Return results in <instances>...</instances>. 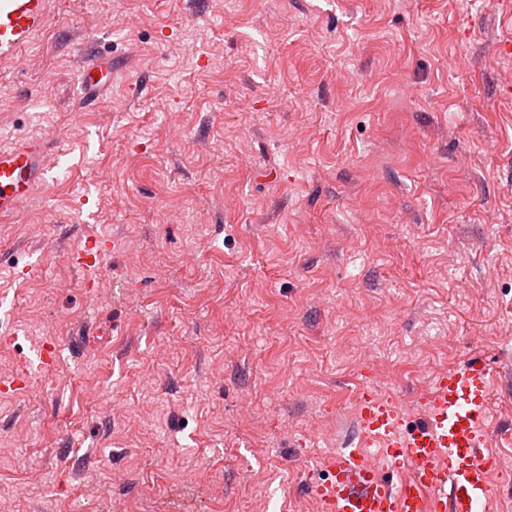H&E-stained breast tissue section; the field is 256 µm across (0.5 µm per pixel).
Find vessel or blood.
I'll return each mask as SVG.
<instances>
[{
  "mask_svg": "<svg viewBox=\"0 0 512 512\" xmlns=\"http://www.w3.org/2000/svg\"><path fill=\"white\" fill-rule=\"evenodd\" d=\"M50 0H0V58L8 59L47 27ZM84 103L102 101L112 87V64L93 56L79 74ZM49 145L30 139L0 148V216L48 184ZM492 373L463 365L439 373L420 400L427 417L404 426L394 407L372 391L361 395L363 433L377 457L344 448L323 463L309 487L322 512H488L487 474L495 456L484 447Z\"/></svg>",
  "mask_w": 512,
  "mask_h": 512,
  "instance_id": "b4317fda",
  "label": "vessel or blood"
}]
</instances>
